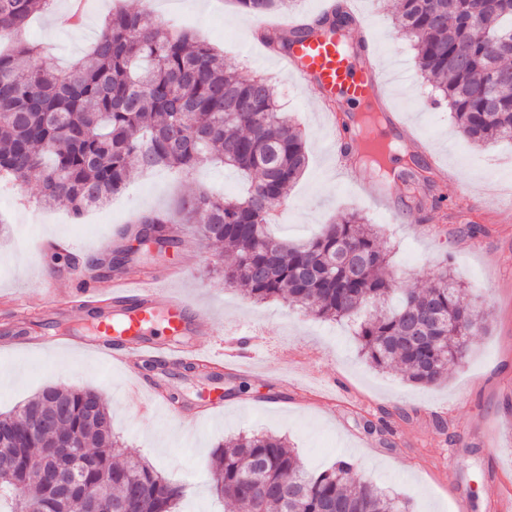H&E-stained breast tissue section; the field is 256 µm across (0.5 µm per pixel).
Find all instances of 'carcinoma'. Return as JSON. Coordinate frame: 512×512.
<instances>
[{
	"label": "carcinoma",
	"mask_w": 512,
	"mask_h": 512,
	"mask_svg": "<svg viewBox=\"0 0 512 512\" xmlns=\"http://www.w3.org/2000/svg\"><path fill=\"white\" fill-rule=\"evenodd\" d=\"M251 16L293 13L295 0H234ZM56 0H0V178L40 176L38 201L66 206L74 217L121 193L134 172L168 168L189 174L208 162L240 172L247 181L234 196L206 189L178 203L177 216L140 213L121 239L154 237L163 250L177 244L171 225H189L207 244L224 246L216 271L224 283L256 301L282 299L316 319L351 321L360 355L380 369L396 367L409 381L432 385L486 329L478 295L437 270L432 284L404 291L392 277L389 250L358 212L304 241L272 236L270 212L308 163L303 136L283 112L272 81L246 78L224 55L187 29L172 28L146 12L108 15L86 58L67 70L36 61V45L18 39L30 19ZM398 32L417 50L421 77L432 83L463 135L477 146L512 140V0H396ZM356 19L336 0V13L319 22L326 35ZM313 29L266 31L262 42L286 50ZM416 193L436 189L430 168L397 174ZM130 250L117 243L109 268L121 270ZM59 411L66 431L86 444L82 491L110 512H176L184 495L152 465L123 452L112 418L93 390L57 386L6 413L13 422L15 464L0 468L4 512H64L65 500L34 475L56 434L40 418ZM356 466L340 459L314 474L285 439L245 434L217 446L212 490L232 509L248 512H408L405 502L375 485L351 479Z\"/></svg>",
	"instance_id": "obj_1"
}]
</instances>
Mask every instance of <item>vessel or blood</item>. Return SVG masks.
Listing matches in <instances>:
<instances>
[{
	"label": "vessel or blood",
	"instance_id": "vessel-or-blood-1",
	"mask_svg": "<svg viewBox=\"0 0 512 512\" xmlns=\"http://www.w3.org/2000/svg\"><path fill=\"white\" fill-rule=\"evenodd\" d=\"M375 39L363 31L357 37H317L294 45L279 56L301 83L318 91V102L333 99L351 103L376 101L388 107L386 75L375 61ZM165 274L139 270L137 275L102 277L84 265L72 267L63 281L50 283L41 311L26 308L11 296L0 298V311L9 325L26 329L36 314H59L69 319L88 318L93 335L48 336V345L99 352L123 368L129 377L126 396L142 415L165 408L189 407L186 398H174L173 391L142 367L152 362L173 369L194 364L213 374L231 369L243 375L247 360L216 346L195 340L206 313L172 289L166 288Z\"/></svg>",
	"mask_w": 512,
	"mask_h": 512
}]
</instances>
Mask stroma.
<instances>
[{
    "label": "stroma",
    "mask_w": 512,
    "mask_h": 512,
    "mask_svg": "<svg viewBox=\"0 0 512 512\" xmlns=\"http://www.w3.org/2000/svg\"><path fill=\"white\" fill-rule=\"evenodd\" d=\"M119 8L145 9L154 19L188 28L200 41L219 48L225 64L242 76L272 80L308 152L307 168L273 228L276 235L303 240L341 214L359 212L375 224L389 248L391 269L402 288L427 287L437 267L448 265L459 281L477 290L489 326L473 338L447 381L416 384L400 370L371 367L358 352L349 322L317 320L282 300L256 302L225 287L223 275L211 270L216 246L187 231L165 255L140 248L126 272L179 266L194 255L191 276L172 287L210 312L197 342L228 343L233 333L241 332L254 334L266 346L254 373L225 374L222 413L187 426L163 412L140 416L124 398L125 372L109 366L104 356L38 348L0 355V367L22 372L17 380L0 378V412L27 402L47 385L99 392L125 453L183 487L180 512H227L223 498L211 489V455L224 439L251 433L286 439L311 473L351 460L360 480L397 492L410 512H455L459 495L470 498L472 512H486L485 483L493 474L512 493V208L490 211L483 197L472 198L470 218L484 227L473 237L461 234L451 217L457 183L500 193L512 188V144H470L446 106L429 102L431 86L419 74L410 42L396 35L385 0H357L360 14L379 37L381 64L391 72L409 67L406 79L391 81L388 94L414 120L427 156L447 175L440 207L420 211L405 204L400 216H393L370 194L371 168L345 178L330 155L322 112L310 102L307 88L252 39L254 19L234 0H86L89 29H60L48 40L47 17L39 14L26 35L40 44V64L63 69L87 55L104 15ZM240 184L234 171L219 164L188 176L157 169L136 175L123 193L76 220L66 208L42 207L35 179L0 181V296L17 294L29 306H38L44 298L39 276L58 268L52 259L54 242H72L73 260L83 261L99 239L126 227L135 213L173 208L180 196L202 188L234 194ZM381 416L394 428L389 448L363 428L364 420ZM439 418L447 422V433L437 430ZM451 466L460 475L453 487L444 476Z\"/></svg>",
    "instance_id": "35a3bbf8"
}]
</instances>
